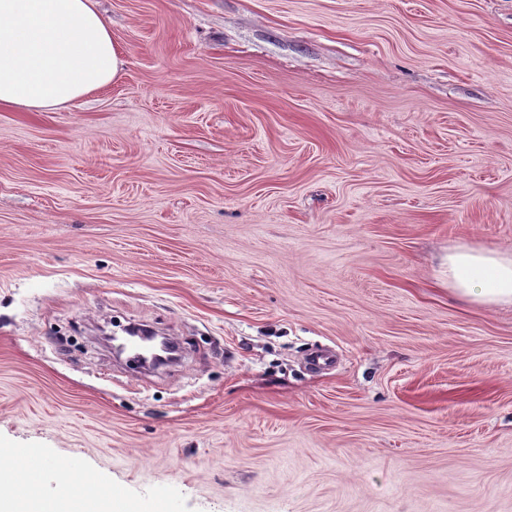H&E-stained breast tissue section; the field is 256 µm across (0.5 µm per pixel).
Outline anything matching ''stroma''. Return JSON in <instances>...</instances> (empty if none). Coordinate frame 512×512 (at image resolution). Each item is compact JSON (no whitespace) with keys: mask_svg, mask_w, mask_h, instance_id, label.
Listing matches in <instances>:
<instances>
[{"mask_svg":"<svg viewBox=\"0 0 512 512\" xmlns=\"http://www.w3.org/2000/svg\"><path fill=\"white\" fill-rule=\"evenodd\" d=\"M96 3L119 79L0 109V451L115 512H512V308L448 288L512 251V0Z\"/></svg>","mask_w":512,"mask_h":512,"instance_id":"stroma-1","label":"stroma"}]
</instances>
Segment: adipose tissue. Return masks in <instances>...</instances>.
I'll list each match as a JSON object with an SVG mask.
<instances>
[{"instance_id":"adipose-tissue-1","label":"adipose tissue","mask_w":512,"mask_h":512,"mask_svg":"<svg viewBox=\"0 0 512 512\" xmlns=\"http://www.w3.org/2000/svg\"><path fill=\"white\" fill-rule=\"evenodd\" d=\"M121 57L94 0H0V109L55 110L116 81ZM448 287L462 301L512 307V253L458 248ZM0 469V512H69L73 490L49 497L9 491Z\"/></svg>"}]
</instances>
